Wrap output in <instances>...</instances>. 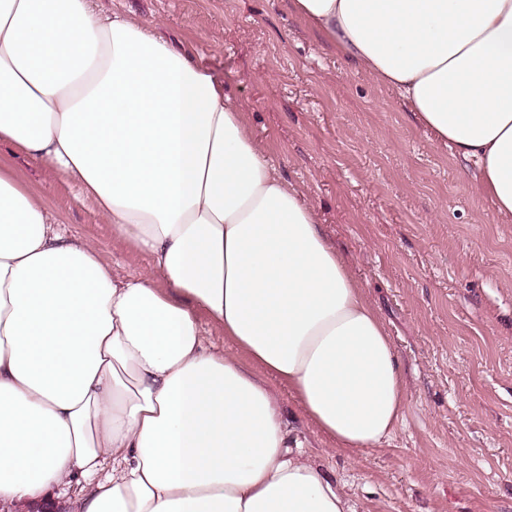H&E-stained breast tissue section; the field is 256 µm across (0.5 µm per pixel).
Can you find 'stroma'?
Instances as JSON below:
<instances>
[{
  "label": "stroma",
  "instance_id": "obj_1",
  "mask_svg": "<svg viewBox=\"0 0 512 512\" xmlns=\"http://www.w3.org/2000/svg\"><path fill=\"white\" fill-rule=\"evenodd\" d=\"M158 26L242 105L255 139L353 266L401 364L397 434L351 458L279 394L305 452L356 512H512V218L478 169L434 144L396 92L352 67L290 0H98ZM65 233L122 277L149 259L117 242L50 166L0 147Z\"/></svg>",
  "mask_w": 512,
  "mask_h": 512
}]
</instances>
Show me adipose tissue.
<instances>
[{
    "mask_svg": "<svg viewBox=\"0 0 512 512\" xmlns=\"http://www.w3.org/2000/svg\"><path fill=\"white\" fill-rule=\"evenodd\" d=\"M291 11L475 162L512 216V0ZM1 142L60 172L151 266L116 279L0 166V503L80 479L79 512H355L272 385L354 457L402 420L400 363L223 85L91 0H0ZM207 325L230 350L206 346Z\"/></svg>",
    "mask_w": 512,
    "mask_h": 512,
    "instance_id": "obj_1",
    "label": "adipose tissue"
}]
</instances>
